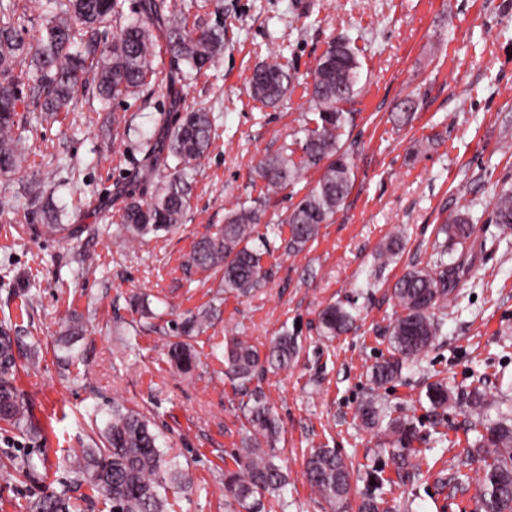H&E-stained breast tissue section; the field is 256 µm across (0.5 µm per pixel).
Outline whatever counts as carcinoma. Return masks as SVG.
I'll return each mask as SVG.
<instances>
[{
  "instance_id": "carcinoma-1",
  "label": "carcinoma",
  "mask_w": 512,
  "mask_h": 512,
  "mask_svg": "<svg viewBox=\"0 0 512 512\" xmlns=\"http://www.w3.org/2000/svg\"><path fill=\"white\" fill-rule=\"evenodd\" d=\"M203 8L200 0H150L144 15L131 19L107 41L99 29L121 15L119 0H58L56 13L46 19L33 39L25 41L18 33L24 17L14 0H0V174L13 172L20 164V145L25 128L17 120L21 86H28L30 97L40 112L54 117L75 111L80 88L88 81L96 84L99 98L112 100L148 84L154 74L152 46L154 26L163 23L168 52L192 71L208 70L224 49V25L189 28L187 18ZM276 59L254 70L250 88L255 99L274 105L288 97L297 76L288 65ZM359 62L350 44L333 41L311 73L308 90L315 106V117L305 120L304 137H294L282 152L261 160L254 168L269 191L295 183L314 168L323 173L306 194L292 206L283 223L289 227L284 249L299 253L319 236L348 197L353 183V163L340 145V138L351 119L342 104L352 99L359 81ZM214 139L211 113L192 110L178 116L169 135L167 149L177 165L148 201L131 200L123 209L119 231L133 239L148 235L160 237L180 224L190 205L191 183L187 169L210 148ZM300 156H295L296 152ZM42 233L62 240L77 237L82 224H63L58 214L45 207ZM263 217L262 204L244 203L227 216L225 224L202 235L193 245L185 266L204 272L222 273L224 291L253 296L261 291L267 277L261 264L264 252L256 243V227ZM494 223L512 230V186L501 188L493 201ZM474 225L458 214L441 225L439 233L463 244L474 234ZM434 265L412 266L393 285L392 297L402 313L389 325L392 356L372 367L373 385L381 387L401 374L403 366L418 362L442 336L443 322L436 310L445 306L459 279V267L442 260L435 246ZM356 309L330 304L319 313V335L331 341L350 332ZM209 316L198 313L177 326L178 334L192 337L207 325ZM302 348L295 333L283 331L270 344L266 354L237 336L226 337L224 360L227 373L242 387L259 374L282 370ZM167 356L176 367L189 371L194 366V347L177 341L168 345ZM0 422L27 430V406L12 385L14 366L12 340L8 328H0ZM426 398L432 409H442L451 400L448 384L435 382L427 387ZM485 391L476 386L467 393L463 406V430L476 438L466 441L465 457L484 471L480 488L483 512H512V409L491 418ZM250 433L236 449V469L224 471V493L232 512H265V501L280 495L288 475L277 464L276 444L281 428L273 409L260 389L249 391L243 406ZM357 415L369 428L393 436L389 453L397 476L414 482L423 475L424 458L412 443L421 440L413 420L393 416L370 397L357 407ZM102 447L72 450L66 467L78 479L90 483L100 493L110 512H167L168 493L185 490L189 474L159 444V434L143 414L120 403L112 410L100 431ZM305 476L310 486L336 512H346L351 493V466L333 448H313L306 460ZM374 490L365 494L358 512H393L384 497L377 494L392 480L375 475ZM29 512H76L68 491L47 494L30 506Z\"/></svg>"
}]
</instances>
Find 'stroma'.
Here are the masks:
<instances>
[{
	"label": "stroma",
	"instance_id": "stroma-1",
	"mask_svg": "<svg viewBox=\"0 0 512 512\" xmlns=\"http://www.w3.org/2000/svg\"><path fill=\"white\" fill-rule=\"evenodd\" d=\"M217 22L224 51L204 74L155 60L150 86L106 107L86 86L75 123L41 118L29 98L17 107L29 131L22 165L0 175V325L14 338L15 384L39 433L0 424V463L27 453L37 461L0 484V512H26L29 501L71 485L63 457L90 446L116 400L152 418L161 446L192 479L191 492L170 495L169 512H225L224 471L249 425L246 396L225 374L224 339L235 332L264 352L286 329L298 332L299 355L253 380L275 408L288 471L267 512H331L303 476L313 448L352 462L348 512H357L370 471L393 476L384 435L355 416L370 394L414 415L431 467L387 499L409 512H481L478 466L466 469V492L439 483L455 450L438 434L460 427L463 395L477 379L495 402L512 405V388L497 381L512 377V232L492 221L494 194L512 184V0H211L189 17L193 26ZM341 37L360 63L359 92L343 106L353 120L341 142L354 164L344 205L300 254L271 240L262 259L268 281L255 296L221 292L219 275L186 273L194 242L237 204L263 196L252 168L303 126L313 110L309 73ZM271 45L300 80L275 106L255 100L248 85ZM406 100L412 118L401 127L393 117ZM190 107L216 123L191 171L190 208L174 232L128 242L117 229L124 207L150 199L165 172L163 154H145L142 144H163ZM116 115L121 125H113ZM39 180L51 186L62 223L84 225L77 239L42 234L29 200ZM459 213L475 233L448 242L443 257L466 262L448 297L444 335L414 369L375 387L370 370L390 357L387 329L400 312L391 288L411 265L434 261L439 225ZM395 234L399 258L378 263L377 246ZM137 296L148 297L153 318L134 308ZM338 302L356 308V328L327 347L318 341V313ZM201 311L209 324L192 337L196 362L184 372L169 362L167 345L176 322ZM75 321L82 335L61 343ZM442 380L453 400L433 412L422 397Z\"/></svg>",
	"mask_w": 512,
	"mask_h": 512
}]
</instances>
